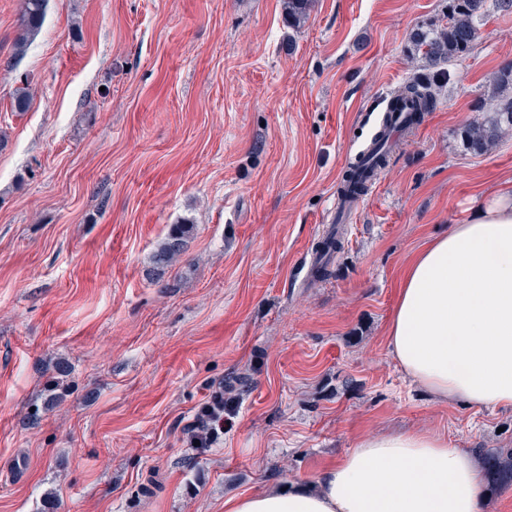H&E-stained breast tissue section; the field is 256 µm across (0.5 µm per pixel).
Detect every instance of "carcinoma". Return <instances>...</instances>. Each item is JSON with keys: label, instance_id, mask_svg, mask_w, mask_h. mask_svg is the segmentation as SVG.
I'll return each mask as SVG.
<instances>
[{"label": "carcinoma", "instance_id": "obj_1", "mask_svg": "<svg viewBox=\"0 0 512 512\" xmlns=\"http://www.w3.org/2000/svg\"><path fill=\"white\" fill-rule=\"evenodd\" d=\"M46 0H22L17 50L22 52L29 41L40 31L45 15ZM315 0H282L288 27L299 29L308 21ZM512 11V0H446L443 16L435 22L416 26L408 35L405 50L413 59L422 63L424 73L407 80L393 93L392 111L407 104L411 115L405 122L410 126L421 115L433 112L439 104V96L450 77L449 66L469 56L475 48L481 28L491 10ZM483 115L470 121L463 129L467 149L474 155H485L499 142L504 132L512 129V61L502 65L491 77L479 107ZM367 169L354 166L344 178V184L352 195L366 192ZM192 232L189 224L176 226L158 245L153 253V263L168 267L184 253L187 239ZM69 365L64 360L55 364L52 381L53 394L65 390L64 382ZM230 400H218L199 421V437L212 439L224 430V412ZM487 473L497 484L512 483V454L486 456Z\"/></svg>", "mask_w": 512, "mask_h": 512}]
</instances>
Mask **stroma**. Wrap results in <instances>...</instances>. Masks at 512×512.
Segmentation results:
<instances>
[{"label":"stroma","mask_w":512,"mask_h":512,"mask_svg":"<svg viewBox=\"0 0 512 512\" xmlns=\"http://www.w3.org/2000/svg\"><path fill=\"white\" fill-rule=\"evenodd\" d=\"M444 5L316 0L295 31L281 0H47L20 53L21 0H0V512L50 494L57 512H224L404 430L477 461L512 450L511 406L439 401L387 349L407 261L512 177V131L482 156L463 141L512 61V14H491L309 274L375 113L419 71L409 31ZM61 358L71 392L31 419ZM234 374L250 391L196 445ZM192 230L191 224H180L172 229L153 253V263L157 267H168L176 262L184 253Z\"/></svg>","instance_id":"obj_1"}]
</instances>
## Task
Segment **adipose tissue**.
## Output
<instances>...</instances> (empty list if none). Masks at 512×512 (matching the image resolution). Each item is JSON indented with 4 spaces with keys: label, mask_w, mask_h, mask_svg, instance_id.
<instances>
[{
    "label": "adipose tissue",
    "mask_w": 512,
    "mask_h": 512,
    "mask_svg": "<svg viewBox=\"0 0 512 512\" xmlns=\"http://www.w3.org/2000/svg\"><path fill=\"white\" fill-rule=\"evenodd\" d=\"M388 353L415 384L468 407L512 405V185L405 268ZM473 458L427 431L362 439L316 480L225 499L224 512H483Z\"/></svg>",
    "instance_id": "adipose-tissue-1"
}]
</instances>
